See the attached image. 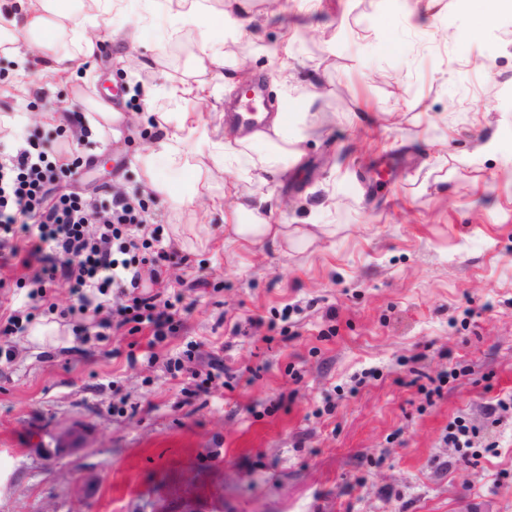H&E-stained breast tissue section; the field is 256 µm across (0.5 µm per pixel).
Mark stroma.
<instances>
[{
  "label": "stroma",
  "instance_id": "35a3bbf8",
  "mask_svg": "<svg viewBox=\"0 0 512 512\" xmlns=\"http://www.w3.org/2000/svg\"><path fill=\"white\" fill-rule=\"evenodd\" d=\"M127 2L70 82L0 55V123L27 113L25 135L69 148L63 191L148 200L182 257L168 275L183 326L151 350L110 310L76 325L59 281L32 319L54 336L0 335V512H512V412L486 410L512 394V15L483 22L491 0L413 14L403 0H251L224 79L265 81L272 112L310 102L315 132L285 179L237 188L273 194L276 222L336 227L286 251L226 239L211 198L233 175L209 153L194 159L211 172L196 210L147 187L146 113L220 132L234 115L209 92L145 101L193 82L202 36L222 32H178L156 0ZM109 88L117 139L89 127ZM61 110L66 125L44 120ZM387 156L395 176L365 192ZM215 358L233 379L194 394L189 371ZM458 416L476 432L465 452L448 441ZM72 425L85 449L46 463L40 447Z\"/></svg>",
  "mask_w": 512,
  "mask_h": 512
}]
</instances>
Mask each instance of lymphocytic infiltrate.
<instances>
[{
  "mask_svg": "<svg viewBox=\"0 0 512 512\" xmlns=\"http://www.w3.org/2000/svg\"><path fill=\"white\" fill-rule=\"evenodd\" d=\"M73 169L60 151L30 138L0 153V269L22 264L44 289L66 280L77 297L67 314L78 321L109 307L129 333L147 329L157 340L176 333L181 321L161 291L174 251H157L150 274L141 271L147 205L125 195L105 202L59 193Z\"/></svg>",
  "mask_w": 512,
  "mask_h": 512,
  "instance_id": "obj_1",
  "label": "lymphocytic infiltrate"
}]
</instances>
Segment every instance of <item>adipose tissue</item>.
<instances>
[{
	"label": "adipose tissue",
	"mask_w": 512,
	"mask_h": 512,
	"mask_svg": "<svg viewBox=\"0 0 512 512\" xmlns=\"http://www.w3.org/2000/svg\"><path fill=\"white\" fill-rule=\"evenodd\" d=\"M124 0H19V12H0V42L24 41L32 46L23 64L43 66L45 71L64 78L74 77L81 58L91 54L96 40L86 36V27L98 25L103 16L121 12ZM167 12L181 27L207 29L232 19L236 30L253 22L248 0H237L233 13L208 6L207 0H165ZM313 134L307 113L278 110L269 126L242 136L231 134L216 140L207 124L193 113H181L171 132L153 136L152 145L138 161L152 191L166 197L178 207L190 209L196 204L201 187L209 175L192 164L194 153L209 151L214 162L224 170L235 172L238 179L281 178L287 170L281 161L297 154V146ZM192 174L186 189H173L156 177L158 166ZM226 196L235 200L224 214V232L229 239L250 246L271 244L280 248L305 247L316 232H327V225L309 229L305 224H276L272 196L268 193L239 194L234 183L224 186Z\"/></svg>",
	"instance_id": "obj_1"
}]
</instances>
